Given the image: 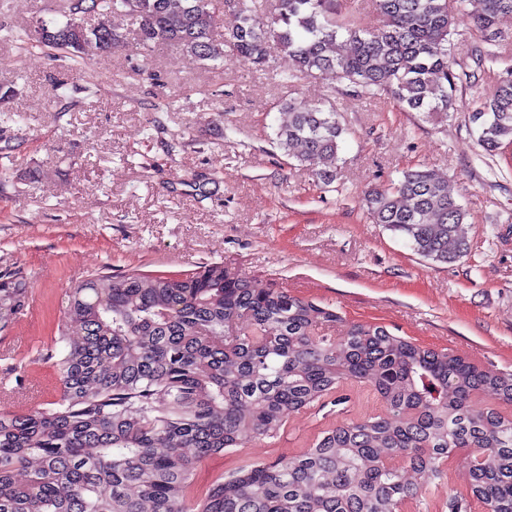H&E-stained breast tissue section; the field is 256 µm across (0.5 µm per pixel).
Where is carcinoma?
Returning <instances> with one entry per match:
<instances>
[{
    "instance_id": "obj_1",
    "label": "carcinoma",
    "mask_w": 512,
    "mask_h": 512,
    "mask_svg": "<svg viewBox=\"0 0 512 512\" xmlns=\"http://www.w3.org/2000/svg\"><path fill=\"white\" fill-rule=\"evenodd\" d=\"M370 2L373 29L344 18L340 0H274L265 17L245 0H68L65 20L41 21L34 42L78 64L122 41L119 18L147 52L173 47L214 69L230 53L265 70L275 50L288 60L287 83L330 72L361 96L389 95L404 112L448 121L461 3ZM227 7L236 23L218 35ZM504 16L512 0H484L475 21L487 44L476 54L481 65L497 64L499 46L512 40L497 28ZM277 108L288 120L274 130L275 147L323 185L335 182L345 134L337 112L292 99ZM471 120L487 154L512 145L511 69ZM362 202L371 223L427 260L453 263L467 250V210L432 169H409ZM29 293L16 272H0V331ZM64 314L55 399L0 412V512H401L426 492L406 471L440 479L461 448L472 450V496L485 512H512V419L500 410L512 404V373H489L382 326L330 336L336 312L222 266L99 272L69 292ZM346 381L372 385L385 413L195 494L201 462L277 436L286 414ZM490 394L496 402L477 405Z\"/></svg>"
}]
</instances>
